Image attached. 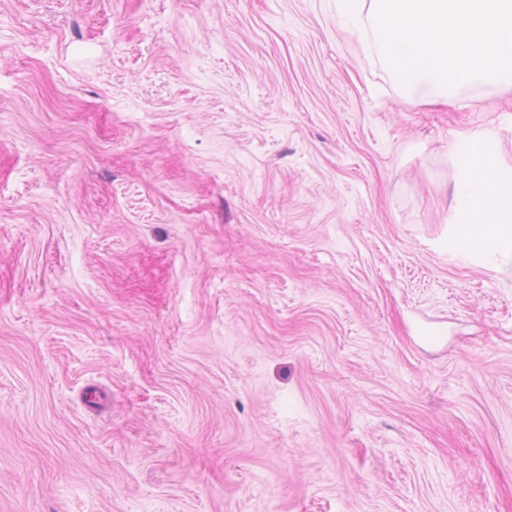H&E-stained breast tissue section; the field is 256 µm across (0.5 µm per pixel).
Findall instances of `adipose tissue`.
Returning a JSON list of instances; mask_svg holds the SVG:
<instances>
[{
  "label": "adipose tissue",
  "mask_w": 512,
  "mask_h": 512,
  "mask_svg": "<svg viewBox=\"0 0 512 512\" xmlns=\"http://www.w3.org/2000/svg\"><path fill=\"white\" fill-rule=\"evenodd\" d=\"M455 194L463 213L449 250H466L491 262L512 255V174L486 149L458 158Z\"/></svg>",
  "instance_id": "obj_1"
}]
</instances>
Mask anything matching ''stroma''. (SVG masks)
<instances>
[{"label":"stroma","instance_id":"stroma-1","mask_svg":"<svg viewBox=\"0 0 512 512\" xmlns=\"http://www.w3.org/2000/svg\"><path fill=\"white\" fill-rule=\"evenodd\" d=\"M473 146L512 89L410 100L336 0H0V512H512Z\"/></svg>","mask_w":512,"mask_h":512}]
</instances>
